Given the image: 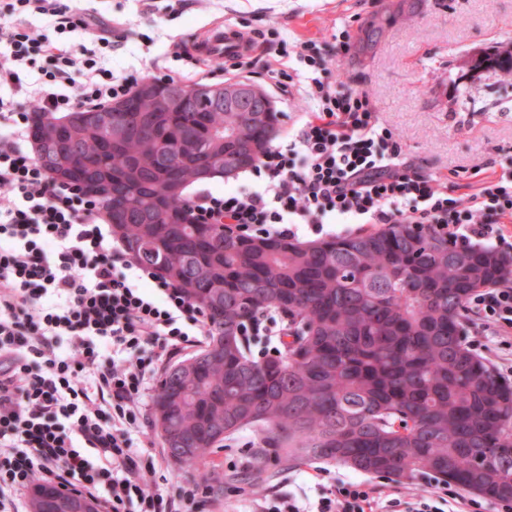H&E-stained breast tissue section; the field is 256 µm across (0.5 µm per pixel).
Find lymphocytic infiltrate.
<instances>
[{
    "mask_svg": "<svg viewBox=\"0 0 512 512\" xmlns=\"http://www.w3.org/2000/svg\"><path fill=\"white\" fill-rule=\"evenodd\" d=\"M45 18L42 29L30 17ZM81 31L72 47L64 34ZM126 23L73 9L66 0H0V512H25L38 483L96 499L102 512H210L203 478L161 487L163 455L148 439L144 395L161 366L207 333L204 312L183 292L129 263L95 218L98 204L54 182L37 161L31 115L100 106L130 95L136 72L114 73L107 53ZM295 71L258 56L240 59L281 94L309 104L301 126L264 154L251 188H206L189 206L204 224H234L272 238L300 226L433 224L458 244L494 240L512 252V168L476 166L470 194L424 175L399 134L379 123L364 90L336 83L330 57L350 50L337 26L330 53L257 28ZM492 336L512 335V286L473 296ZM446 491L379 504L361 482L337 481L316 512H445Z\"/></svg>",
    "mask_w": 512,
    "mask_h": 512,
    "instance_id": "lymphocytic-infiltrate-1",
    "label": "lymphocytic infiltrate"
}]
</instances>
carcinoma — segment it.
Masks as SVG:
<instances>
[{"label":"carcinoma","mask_w":512,"mask_h":512,"mask_svg":"<svg viewBox=\"0 0 512 512\" xmlns=\"http://www.w3.org/2000/svg\"><path fill=\"white\" fill-rule=\"evenodd\" d=\"M486 72L512 74V40L495 45ZM175 79L157 96L132 93V117L161 125H198L210 134L206 157L219 165L256 143L258 162L282 133L281 113L165 112ZM108 127L76 126L75 148L102 156L98 174L120 181L134 213L112 225L126 251L164 252V279L204 311L208 334L197 357L224 338V356L167 367L153 399L158 436L174 429L201 462L224 439L263 426L288 461L319 459L396 480L432 476L493 501L512 502V383L467 343L466 304L480 291L512 283V254L448 245L433 224H384L329 239L249 236L228 224H173L155 140L130 134L101 153ZM185 186L199 156L173 151ZM275 313L285 323L283 350L249 354L247 324ZM166 393L165 417L157 413Z\"/></svg>","instance_id":"obj_1"}]
</instances>
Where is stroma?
I'll return each mask as SVG.
<instances>
[{"mask_svg":"<svg viewBox=\"0 0 512 512\" xmlns=\"http://www.w3.org/2000/svg\"><path fill=\"white\" fill-rule=\"evenodd\" d=\"M70 5L118 13L128 22L132 36L107 59L114 72L135 68L153 77L156 59L172 78L187 83L206 76L201 65L174 60V47L215 18L243 32L273 27L323 50L333 43L336 23L348 21L351 50L332 63V76L370 94L380 123L399 132L405 156L424 174L450 179L488 161L512 166V78L488 73L475 81L458 66L472 50L512 39V0H193L184 13L150 19L140 0ZM203 474L217 492L214 512H251L268 498L312 505L337 479L406 497L429 495L439 485L431 476L395 481L324 461L293 463L258 428L226 437L202 464L165 471L171 481Z\"/></svg>","mask_w":512,"mask_h":512,"instance_id":"stroma-1","label":"stroma"}]
</instances>
